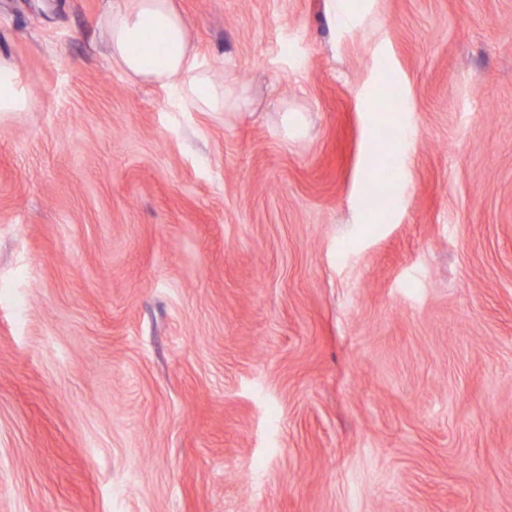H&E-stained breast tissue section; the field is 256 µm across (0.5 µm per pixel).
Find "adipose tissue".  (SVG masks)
Masks as SVG:
<instances>
[{
	"mask_svg": "<svg viewBox=\"0 0 512 512\" xmlns=\"http://www.w3.org/2000/svg\"><path fill=\"white\" fill-rule=\"evenodd\" d=\"M101 23L109 67L168 89L176 111L229 112L244 105V93L200 59L174 0H120Z\"/></svg>",
	"mask_w": 512,
	"mask_h": 512,
	"instance_id": "ef3b65f1",
	"label": "adipose tissue"
}]
</instances>
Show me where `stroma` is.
Segmentation results:
<instances>
[{"label":"stroma","instance_id":"stroma-1","mask_svg":"<svg viewBox=\"0 0 512 512\" xmlns=\"http://www.w3.org/2000/svg\"><path fill=\"white\" fill-rule=\"evenodd\" d=\"M112 2L0 0V512H512V0H176L219 116ZM100 22L108 33L109 67L168 89L177 112H229L245 104L244 93L200 59L174 0H122ZM28 105V95L13 67L0 59V112H22ZM388 147L385 143L376 141L370 144L366 154V167L368 170V177L363 183V191L367 196L368 191L371 189L372 180L374 179H388L387 175V161Z\"/></svg>","mask_w":512,"mask_h":512}]
</instances>
